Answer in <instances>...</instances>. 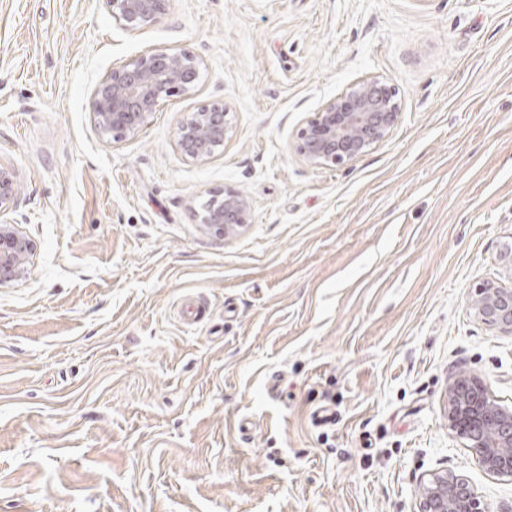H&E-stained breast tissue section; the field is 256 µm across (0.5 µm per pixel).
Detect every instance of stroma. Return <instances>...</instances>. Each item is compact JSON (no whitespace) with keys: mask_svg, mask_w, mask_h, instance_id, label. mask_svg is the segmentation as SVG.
<instances>
[{"mask_svg":"<svg viewBox=\"0 0 512 512\" xmlns=\"http://www.w3.org/2000/svg\"><path fill=\"white\" fill-rule=\"evenodd\" d=\"M164 48L195 87L113 141L96 89ZM369 77L391 136L307 164L300 126ZM215 102L224 148L188 159ZM1 162L35 250L0 286V512H418L438 472L512 512L444 408L459 373L512 408V335L470 307L512 284V0H171L135 32L0 0ZM227 187L232 236L197 216ZM228 114L223 103H212L193 112L179 128L177 146L181 153L197 161L214 155L228 136ZM201 224L224 236L235 234L243 224H248L252 211L251 199L242 191L224 188L204 206Z\"/></svg>","mask_w":512,"mask_h":512,"instance_id":"stroma-1","label":"stroma"}]
</instances>
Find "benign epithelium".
I'll return each instance as SVG.
<instances>
[{"mask_svg":"<svg viewBox=\"0 0 512 512\" xmlns=\"http://www.w3.org/2000/svg\"><path fill=\"white\" fill-rule=\"evenodd\" d=\"M112 18L128 31L159 22L170 0H106ZM201 61L183 50L164 49L141 55L112 70L93 102L98 128L121 141L135 135L169 97L190 90ZM400 118L395 87L371 77L350 85L306 120L297 133L295 149L309 165L335 169L385 141ZM230 123L224 104L212 103L192 113L181 125V153L204 161L224 146ZM19 178L14 168L0 164V215L15 208ZM251 199L226 188L204 206L201 224L225 236L249 223ZM33 244L13 222L0 223V286L26 276ZM471 309L484 322L512 334V286L484 284ZM448 429L465 440L487 474L512 478V410L501 406L480 379L459 375L448 384ZM420 512H487L467 479L434 474L424 484Z\"/></svg>","mask_w":512,"mask_h":512,"instance_id":"1","label":"benign epithelium"}]
</instances>
